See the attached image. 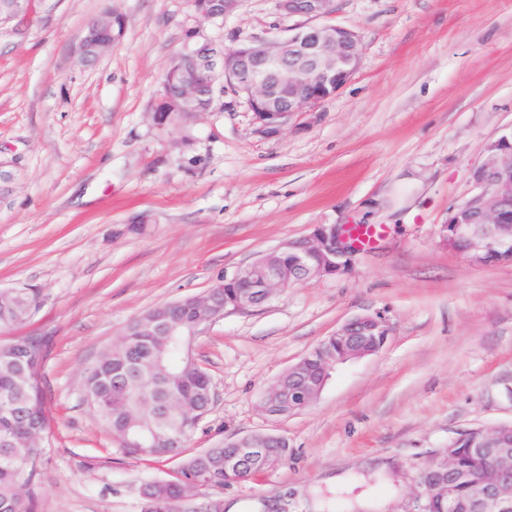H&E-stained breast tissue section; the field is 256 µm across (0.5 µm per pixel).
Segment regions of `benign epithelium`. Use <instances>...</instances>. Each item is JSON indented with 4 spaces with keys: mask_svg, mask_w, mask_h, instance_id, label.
<instances>
[{
    "mask_svg": "<svg viewBox=\"0 0 512 512\" xmlns=\"http://www.w3.org/2000/svg\"><path fill=\"white\" fill-rule=\"evenodd\" d=\"M239 0H206L196 11L204 22L231 13ZM279 10L305 21L286 39L256 38L242 47L226 48L212 39L185 43L177 58L202 62L206 73L222 74L224 81L238 84L260 123L262 132L276 133L294 112H312L332 99L350 80L357 67L358 32L317 20L331 16L335 0H277ZM494 153L473 174L480 191L462 207L451 210L441 225L443 242L455 247L464 240L470 260L488 264L512 260V142L503 138L493 146ZM359 224H317L303 238L282 243L239 269L230 279L210 288V313L198 321L191 335L201 336L224 313L260 306L288 285L346 272L359 253ZM245 282L249 291L226 304L217 290ZM391 334L385 315L375 312L347 320L334 337L337 351H329L324 361L330 367L374 355L382 350ZM278 403L275 411L262 406L275 419L302 413L321 394L324 384L306 376L303 362L289 367L276 382ZM512 425L480 429L474 438L464 434L453 446L437 453L433 461L443 463L440 479L434 484L416 481L418 512H425L428 500L438 497L459 512H512V461L499 457L506 447ZM279 436L253 434L234 440V453L224 457V480L239 481L245 462L263 460L277 463L275 445ZM482 448L492 458V469L482 479L470 482L467 470L457 462L459 445Z\"/></svg>",
    "mask_w": 512,
    "mask_h": 512,
    "instance_id": "obj_1",
    "label": "benign epithelium"
}]
</instances>
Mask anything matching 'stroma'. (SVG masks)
<instances>
[{"label": "stroma", "mask_w": 512, "mask_h": 512, "mask_svg": "<svg viewBox=\"0 0 512 512\" xmlns=\"http://www.w3.org/2000/svg\"><path fill=\"white\" fill-rule=\"evenodd\" d=\"M118 14L92 65L70 49ZM360 36L355 74L314 112L260 132L225 86L213 112L157 131L152 108L192 33L234 47L288 37L276 0L214 22L191 0H35L0 27V289L33 288L19 329L49 341V441L38 512H141L166 462L123 454L84 398L85 368L149 308L206 293L318 224L374 234L345 273L225 313L193 343L214 400L196 453L253 432L287 436L277 468L211 494L215 512H413L431 456L471 429L512 423V263H472L442 242L474 170L512 133V0H336ZM145 215L143 232L128 229ZM381 312L373 356L333 370L316 404L275 420L261 394L348 318Z\"/></svg>", "instance_id": "obj_1"}]
</instances>
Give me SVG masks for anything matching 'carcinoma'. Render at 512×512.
Listing matches in <instances>:
<instances>
[{"mask_svg":"<svg viewBox=\"0 0 512 512\" xmlns=\"http://www.w3.org/2000/svg\"><path fill=\"white\" fill-rule=\"evenodd\" d=\"M83 36L105 49L112 45L108 24L87 26ZM201 71L192 62L172 59L162 79V95L179 97L198 88L197 113L211 111L217 99L207 94ZM36 300L27 289H0V512H37L36 477L50 418L44 402L43 368L48 341L34 334H14ZM209 313L202 299L172 308H151L161 318L153 332L141 330L142 319L125 327L120 340L100 352L87 368L83 391L92 409L112 433L118 447L145 460L174 463V475L155 483L142 512H183L188 492L205 498L224 481V456L233 449L218 443L204 454L187 452L211 386L208 372L188 353L192 324ZM304 368L316 382L331 375L321 354H307Z\"/></svg>","mask_w":512,"mask_h":512,"instance_id":"obj_1","label":"carcinoma"}]
</instances>
